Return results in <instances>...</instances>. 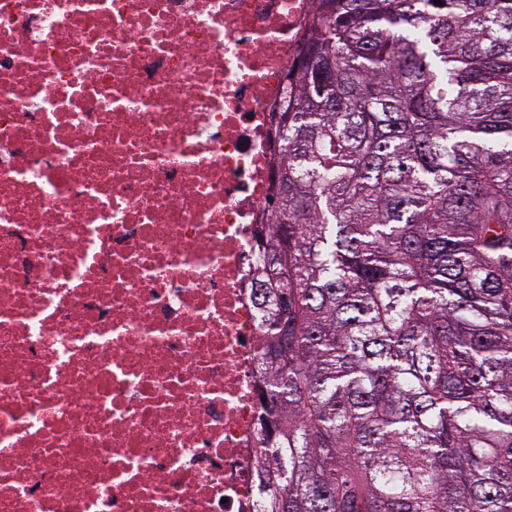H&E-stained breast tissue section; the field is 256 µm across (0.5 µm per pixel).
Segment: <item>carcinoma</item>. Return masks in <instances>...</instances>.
I'll use <instances>...</instances> for the list:
<instances>
[{"label": "carcinoma", "instance_id": "cac0c4a2", "mask_svg": "<svg viewBox=\"0 0 512 512\" xmlns=\"http://www.w3.org/2000/svg\"><path fill=\"white\" fill-rule=\"evenodd\" d=\"M256 229L257 512H512V0H315Z\"/></svg>", "mask_w": 512, "mask_h": 512}]
</instances>
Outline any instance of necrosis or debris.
Returning <instances> with one entry per match:
<instances>
[{
  "label": "necrosis or debris",
  "instance_id": "obj_1",
  "mask_svg": "<svg viewBox=\"0 0 512 512\" xmlns=\"http://www.w3.org/2000/svg\"><path fill=\"white\" fill-rule=\"evenodd\" d=\"M313 0H0V512H253L255 230Z\"/></svg>",
  "mask_w": 512,
  "mask_h": 512
}]
</instances>
